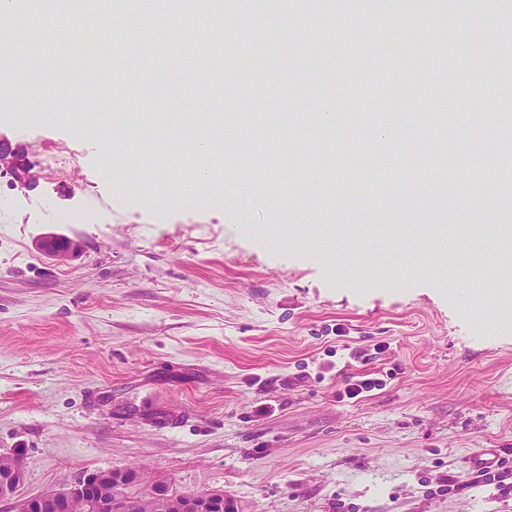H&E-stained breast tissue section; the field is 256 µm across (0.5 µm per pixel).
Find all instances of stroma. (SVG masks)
I'll return each mask as SVG.
<instances>
[{
	"label": "stroma",
	"instance_id": "1",
	"mask_svg": "<svg viewBox=\"0 0 512 512\" xmlns=\"http://www.w3.org/2000/svg\"><path fill=\"white\" fill-rule=\"evenodd\" d=\"M365 0H263L275 35L222 44L202 67L156 94L169 104L142 124L129 94L128 122L106 146L98 116L85 132L68 122L0 120V144L29 159L62 152L70 166L34 167L23 187L0 174V453L26 451L20 497L73 485L83 474L145 468L176 491L223 490L236 512H512L496 485L469 487L465 458L498 448L512 464V303L500 271L461 282L436 266L439 250L477 256L493 244L456 183L400 189L357 185L377 128L397 130V164L447 166L445 144L477 141L512 158V39L482 53L436 48L406 76L399 43L365 38ZM477 84L458 104L462 67ZM226 70L224 91L251 120L228 121L247 191L199 206L183 177L152 167L153 152L202 135L188 87L200 69ZM334 129L316 115L324 102ZM142 168L119 189L128 153ZM332 189L298 208L273 198L299 185L267 174L282 153ZM112 159L104 175V157ZM170 194L167 207L148 197ZM447 198L446 247L422 233L435 211L413 198ZM331 224L334 237L279 243L271 224ZM48 233L82 244L67 261L35 248ZM415 273L389 281L395 251ZM380 385L339 398L342 374Z\"/></svg>",
	"mask_w": 512,
	"mask_h": 512
}]
</instances>
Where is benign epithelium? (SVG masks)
I'll use <instances>...</instances> for the list:
<instances>
[{
  "label": "benign epithelium",
  "instance_id": "1",
  "mask_svg": "<svg viewBox=\"0 0 512 512\" xmlns=\"http://www.w3.org/2000/svg\"><path fill=\"white\" fill-rule=\"evenodd\" d=\"M0 168L9 170L17 181L29 186L35 179L32 166L24 154L0 145ZM44 255L55 259H71L81 251L79 241L72 238L46 235L36 244ZM6 463L0 466V502L16 499L17 489L26 477L25 453L16 448L3 455ZM141 482L140 473L131 467H115L95 471L81 477L73 486L58 491L18 501L17 512H72L74 506L82 504L87 512H127L128 502L118 492L120 486ZM173 489L162 482L148 485V497L163 502L171 498ZM224 492L205 491L189 494L179 503V512H223Z\"/></svg>",
  "mask_w": 512,
  "mask_h": 512
}]
</instances>
